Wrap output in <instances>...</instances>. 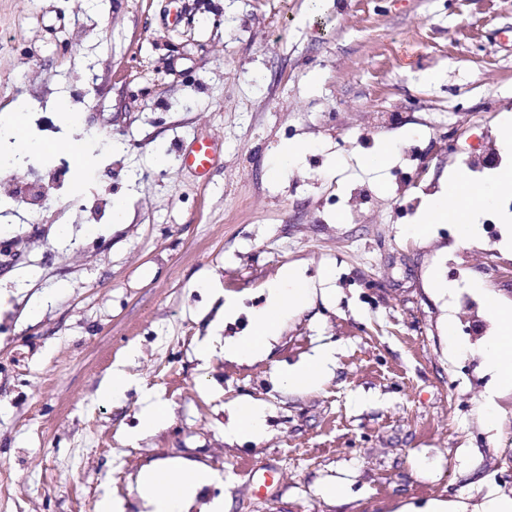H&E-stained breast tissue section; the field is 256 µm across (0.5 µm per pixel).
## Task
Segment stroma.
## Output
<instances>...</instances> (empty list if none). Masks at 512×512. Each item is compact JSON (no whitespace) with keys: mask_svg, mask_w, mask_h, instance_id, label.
Returning <instances> with one entry per match:
<instances>
[{"mask_svg":"<svg viewBox=\"0 0 512 512\" xmlns=\"http://www.w3.org/2000/svg\"><path fill=\"white\" fill-rule=\"evenodd\" d=\"M18 104L42 114L36 140L88 127L124 148L90 150L81 180L53 162L0 170L48 195L26 223L0 216V245L21 251L0 267V512H95L104 497L145 512L138 477L163 460L215 473L190 512L512 498V386L492 335L449 310L463 292L497 324L512 276L481 254L483 229L422 225L418 189L465 172L448 132L472 128L462 148L477 151L512 124V0H0V112ZM202 139L218 154L200 177L182 151ZM292 144L303 152L283 159ZM463 248L478 256L460 285L448 257ZM288 265L325 297L289 312L264 359H225ZM323 344L332 376L279 383ZM131 346L135 384L101 402ZM147 392L169 416L140 437ZM249 401L268 407L265 437L227 441L228 406ZM266 465L281 481L254 494L247 472Z\"/></svg>","mask_w":512,"mask_h":512,"instance_id":"35a3bbf8","label":"stroma"}]
</instances>
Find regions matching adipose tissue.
I'll return each mask as SVG.
<instances>
[{"mask_svg":"<svg viewBox=\"0 0 512 512\" xmlns=\"http://www.w3.org/2000/svg\"><path fill=\"white\" fill-rule=\"evenodd\" d=\"M484 186L458 177L450 181L442 196L433 200L424 221L428 224L454 223L461 233H469L475 208L485 197ZM266 303L254 318V333L224 344V356L230 360L250 361L265 356L270 340L276 336L289 311L307 307L313 292L302 283L291 268H283L279 276L266 286ZM335 365V351L324 345L295 367L279 375L281 384L292 391L317 388ZM266 408L258 402L241 404L224 428V435L234 441L242 437L262 438L265 434ZM212 478L201 468L163 461L147 468L138 481L140 496L149 512H189L198 490Z\"/></svg>","mask_w":512,"mask_h":512,"instance_id":"ef3b65f1","label":"adipose tissue"}]
</instances>
